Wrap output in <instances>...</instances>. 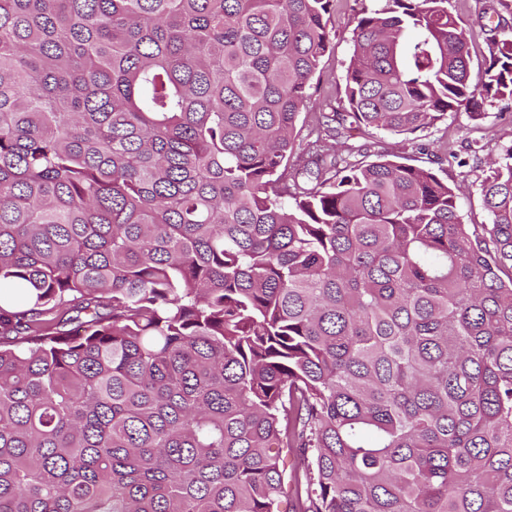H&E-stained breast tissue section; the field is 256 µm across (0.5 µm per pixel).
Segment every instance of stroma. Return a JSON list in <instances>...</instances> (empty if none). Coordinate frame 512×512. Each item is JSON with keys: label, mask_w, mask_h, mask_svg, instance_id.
<instances>
[{"label": "stroma", "mask_w": 512, "mask_h": 512, "mask_svg": "<svg viewBox=\"0 0 512 512\" xmlns=\"http://www.w3.org/2000/svg\"><path fill=\"white\" fill-rule=\"evenodd\" d=\"M491 0H451V6L473 33V66H483L488 32L485 15ZM354 0H336L328 19L332 48L322 58L320 72L314 79L312 98L301 112L296 148H303L305 133L315 124L320 112L338 103L344 95L345 65L352 51ZM334 143L338 149L354 148L358 161H373L378 155L415 166L433 165L436 154L449 152L450 160L439 175L448 181L461 205L465 223L485 224L489 218L483 207L480 180L487 169L490 148L512 146V116L499 107H486L481 120H471L466 113L452 112L435 126L413 135H397L370 129L362 134H348L338 129Z\"/></svg>", "instance_id": "35a3bbf8"}]
</instances>
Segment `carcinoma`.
<instances>
[{
	"label": "carcinoma",
	"instance_id": "obj_1",
	"mask_svg": "<svg viewBox=\"0 0 512 512\" xmlns=\"http://www.w3.org/2000/svg\"><path fill=\"white\" fill-rule=\"evenodd\" d=\"M334 2L0 0V512H512V147L469 226L324 138L511 109L512 37L356 10L296 156Z\"/></svg>",
	"mask_w": 512,
	"mask_h": 512
}]
</instances>
